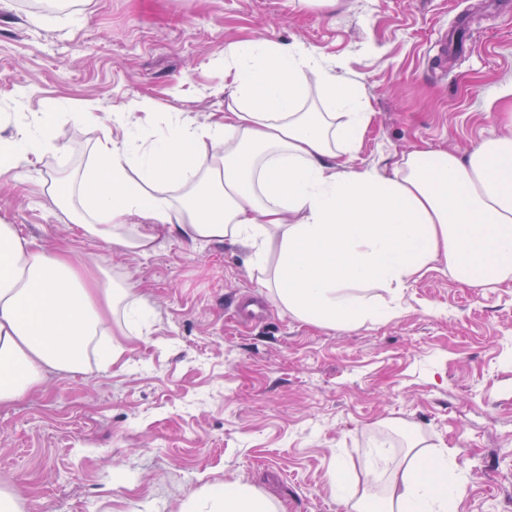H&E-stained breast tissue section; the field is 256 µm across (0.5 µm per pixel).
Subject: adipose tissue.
I'll return each instance as SVG.
<instances>
[{
	"label": "adipose tissue",
	"instance_id": "adipose-tissue-1",
	"mask_svg": "<svg viewBox=\"0 0 512 512\" xmlns=\"http://www.w3.org/2000/svg\"><path fill=\"white\" fill-rule=\"evenodd\" d=\"M224 113L180 119L142 144L147 100L113 111L122 139L100 141L90 171L53 190L76 204L84 237L145 254L157 228L227 242L268 266L279 307L308 324L356 330L399 315L403 290L443 266L489 288L512 280V136L467 158L412 148L392 163L351 167L373 115L357 81L301 43L233 45ZM41 119L0 138V176L18 175L50 146ZM142 317L126 280L90 275L72 251L39 247L0 224V406L38 388L47 370L80 374L89 356L122 349L117 313ZM387 477L385 512H456L464 487L448 451L373 453ZM210 512H278L234 481L211 485Z\"/></svg>",
	"mask_w": 512,
	"mask_h": 512
}]
</instances>
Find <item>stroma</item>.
Instances as JSON below:
<instances>
[{
  "label": "stroma",
  "instance_id": "obj_1",
  "mask_svg": "<svg viewBox=\"0 0 512 512\" xmlns=\"http://www.w3.org/2000/svg\"><path fill=\"white\" fill-rule=\"evenodd\" d=\"M463 16L468 49L439 68L435 44ZM260 38L304 42L360 82L373 119L353 166L412 147L464 158L506 131L512 0H0V138L55 115L41 163L0 181V223L125 277L151 312L118 337L117 363L48 371L0 407V485L29 512H208L224 480L280 512H345L336 469L363 494L385 481L371 449L398 458L417 439L456 453L458 512H512V281L470 288L433 269L390 321L316 327L268 297L241 246L162 233L149 253L121 252L50 198L120 137L116 106L152 101L146 141L219 116L226 48Z\"/></svg>",
  "mask_w": 512,
  "mask_h": 512
}]
</instances>
